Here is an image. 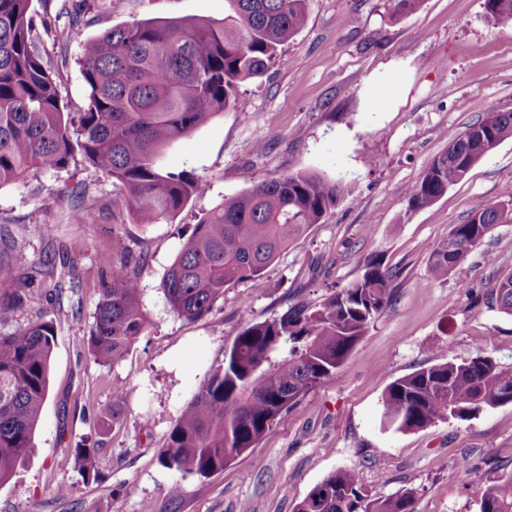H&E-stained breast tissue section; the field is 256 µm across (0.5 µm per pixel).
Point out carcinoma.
Masks as SVG:
<instances>
[{
  "label": "carcinoma",
  "instance_id": "cac0c4a2",
  "mask_svg": "<svg viewBox=\"0 0 512 512\" xmlns=\"http://www.w3.org/2000/svg\"><path fill=\"white\" fill-rule=\"evenodd\" d=\"M221 20L132 21L101 32L86 47L81 73L87 103L66 112L52 59L41 47L31 0H0V188L32 172L60 171L81 161L117 182L129 209L148 221L174 217L209 181L158 165L161 151L216 114L237 108L240 84L284 63L281 47L303 28L308 0H226ZM492 21L512 27V0H485ZM488 144L512 139V112H489L476 123ZM484 158L468 135L454 139L421 180L407 189L413 208L429 205ZM345 187L318 174L266 178L227 199L197 224L166 271L169 310L193 321L209 313L224 289L248 282L265 288L267 269L308 227L336 207ZM512 208L486 206L456 224L428 258L434 279L460 266ZM94 322L86 336L95 360L118 363L147 331L140 264L106 260ZM396 272L376 257L362 274L318 303L299 302L278 317L247 324L224 361L200 380L166 436L160 463L181 479L208 478L254 448L325 380L337 375L369 325L389 306ZM0 485L35 453L34 434L49 391L54 322L16 320L24 288L0 278ZM492 299L512 316V273ZM512 405V367L479 351L397 378L382 395L385 429L414 431L486 408ZM97 453L79 444L78 471L95 477ZM480 512H512V475L479 489ZM294 512H414L412 491L376 497L355 468L317 484Z\"/></svg>",
  "mask_w": 512,
  "mask_h": 512
}]
</instances>
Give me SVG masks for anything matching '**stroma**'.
<instances>
[{
  "label": "stroma",
  "instance_id": "obj_1",
  "mask_svg": "<svg viewBox=\"0 0 512 512\" xmlns=\"http://www.w3.org/2000/svg\"><path fill=\"white\" fill-rule=\"evenodd\" d=\"M79 5L70 26L65 4ZM57 29H71L54 57L68 111L86 98L80 61L105 29L135 20L220 19L224 0H32ZM285 65L241 84L238 107L217 114L166 151L162 166L208 177L206 195L170 220L147 222L126 208L119 184L82 163L39 171L0 189V270L23 282L19 322L47 313L56 326L49 393L36 452L0 485V512H293L316 484L357 468L376 496L412 491L414 512H479L478 489L512 473V405L461 421L396 432L381 427V398L393 380L436 363L484 352L512 367V316L490 299L512 273V224L496 225L466 261L436 280L427 262L452 225L477 208L512 205V140L467 179L413 210L408 187L449 143L492 111L512 112V29L488 19L485 0H425L408 16L392 0H308L305 26L282 48ZM315 172L347 191L321 223L284 250L257 291L240 282L211 312L185 321L170 312L163 277L200 218L259 181ZM91 212L75 224L76 194ZM55 225L54 238L42 227ZM62 253L80 288L56 297L41 273ZM143 258L146 336L118 364H102L84 338L108 271L103 257ZM379 257L398 271L391 306L371 324L341 371L317 386L223 472L179 480L160 451L179 407L221 363L249 322L317 302ZM128 397L114 404L112 389ZM119 421H112V411ZM98 444L97 478L82 479L74 449ZM468 458V472L458 463ZM182 484L172 499L173 484ZM69 486L70 494L53 490Z\"/></svg>",
  "mask_w": 512,
  "mask_h": 512
}]
</instances>
